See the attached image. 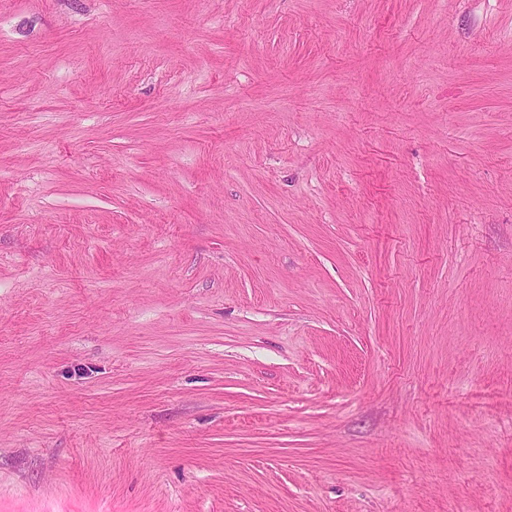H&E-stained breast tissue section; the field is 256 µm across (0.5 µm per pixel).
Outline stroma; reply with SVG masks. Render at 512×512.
Masks as SVG:
<instances>
[{
  "mask_svg": "<svg viewBox=\"0 0 512 512\" xmlns=\"http://www.w3.org/2000/svg\"><path fill=\"white\" fill-rule=\"evenodd\" d=\"M0 512H512V0H0Z\"/></svg>",
  "mask_w": 512,
  "mask_h": 512,
  "instance_id": "obj_1",
  "label": "stroma"
}]
</instances>
